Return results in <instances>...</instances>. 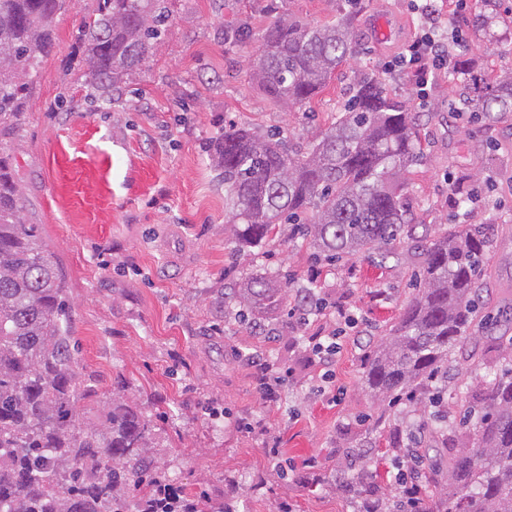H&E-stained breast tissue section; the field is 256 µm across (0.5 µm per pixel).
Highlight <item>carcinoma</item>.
<instances>
[{
	"instance_id": "carcinoma-1",
	"label": "carcinoma",
	"mask_w": 512,
	"mask_h": 512,
	"mask_svg": "<svg viewBox=\"0 0 512 512\" xmlns=\"http://www.w3.org/2000/svg\"><path fill=\"white\" fill-rule=\"evenodd\" d=\"M70 3L0 0V512H143L169 481L152 451L153 420L114 397L100 424L83 422L92 391L76 371L66 278L39 225L25 221L4 155L30 75L52 52L55 19ZM360 8L344 0L331 25L288 20L269 28L249 57L251 80L285 108L309 103L358 54L350 24ZM167 20L165 0H97L79 30L87 83L108 96L119 91L160 43ZM453 77L486 119L512 113V71L489 81L462 55ZM209 151L242 252L280 224L330 261L363 253L396 261L405 238L421 250L419 293L363 375L374 396L444 380L450 352L491 334L494 320L478 318L486 229L416 234L400 178L421 159L418 116L387 92L383 77L356 75L343 112L305 153L279 132L234 125ZM276 292L255 278L229 298L253 308ZM460 423L466 442L448 459V483L436 473L424 478L427 512H512V366L476 394Z\"/></svg>"
}]
</instances>
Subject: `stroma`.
Here are the masks:
<instances>
[{
    "label": "stroma",
    "instance_id": "35a3bbf8",
    "mask_svg": "<svg viewBox=\"0 0 512 512\" xmlns=\"http://www.w3.org/2000/svg\"><path fill=\"white\" fill-rule=\"evenodd\" d=\"M504 4L492 42L466 23L482 0H469L464 14L454 0L439 4L490 79L512 69V0ZM411 5L363 0L354 23L360 54L309 104L287 109L251 82L248 58L279 21L332 23L336 0H167L162 42L112 104L96 99L83 76L78 26L95 0H75L56 19L54 49L7 147L24 214L65 273L78 372L98 400L117 392L152 415L173 483L226 512L287 504L356 512L339 479L363 473L380 496H396L394 463L408 429L421 428L427 462L443 467L461 436L457 418L442 423L409 401L369 393L372 350L356 347L343 320L353 315L375 340L389 336L415 294L420 252L405 241L396 261L360 254L329 265L283 224L235 253L208 151L225 126L280 128L304 151L334 122L355 73L385 75L387 90L421 115L422 159L404 174L413 223L435 236L489 225L481 311H512V115L474 118L462 105L465 85L446 70L418 107L406 77L388 70L419 30ZM243 23V40H225L226 28ZM259 277L279 289L266 305L246 312L225 301V289ZM308 286L324 311L302 322L289 311ZM335 333V380L322 393L309 344ZM258 359L289 370L277 401L259 393ZM449 359L447 397L460 406L503 366L504 352L484 339L469 357ZM274 442L275 459L266 452Z\"/></svg>",
    "mask_w": 512,
    "mask_h": 512
}]
</instances>
